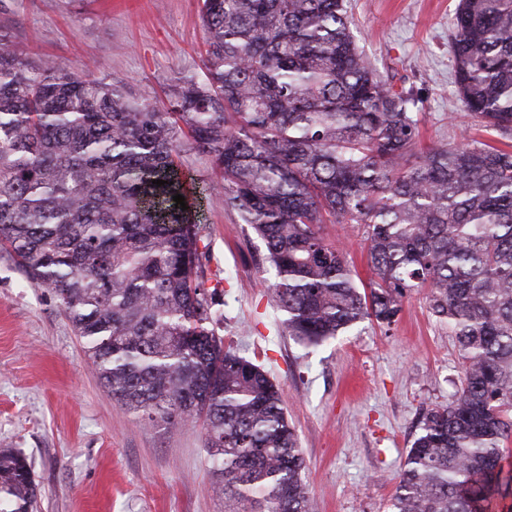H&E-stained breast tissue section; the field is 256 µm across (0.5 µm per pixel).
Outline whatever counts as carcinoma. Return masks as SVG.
Instances as JSON below:
<instances>
[{
    "label": "carcinoma",
    "instance_id": "cac0c4a2",
    "mask_svg": "<svg viewBox=\"0 0 512 512\" xmlns=\"http://www.w3.org/2000/svg\"><path fill=\"white\" fill-rule=\"evenodd\" d=\"M200 9L202 75L162 106L0 43V246L54 290L126 410L153 426L202 422L233 512L313 502L282 391L217 337L222 280L206 289L189 199L220 193L254 230L300 344L365 318L389 327L428 289L464 380L422 419L389 512H512V145L419 148L418 99L360 49L345 0ZM455 29L466 110L511 139L512 0H460ZM189 151L223 181H201L180 161ZM323 224L362 226L369 283ZM39 495L26 459L0 449V512H33Z\"/></svg>",
    "mask_w": 512,
    "mask_h": 512
}]
</instances>
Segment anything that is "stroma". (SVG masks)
Returning <instances> with one entry per match:
<instances>
[{"label":"stroma","mask_w":512,"mask_h":512,"mask_svg":"<svg viewBox=\"0 0 512 512\" xmlns=\"http://www.w3.org/2000/svg\"><path fill=\"white\" fill-rule=\"evenodd\" d=\"M24 46L91 76H116L162 102L200 75L206 38L199 0H10ZM360 48L379 73L420 98L423 142L486 139L455 84L458 0H348ZM362 282L363 230L321 229ZM201 266L223 319L225 347L264 368L283 391L316 512H388L427 410L448 404L463 361L425 292L391 328L365 319L319 346L283 327L264 247L224 198L208 196L197 226ZM0 448L30 463L39 512H225L212 489L200 426H149L103 386L55 292L32 283L0 248Z\"/></svg>","instance_id":"1"}]
</instances>
